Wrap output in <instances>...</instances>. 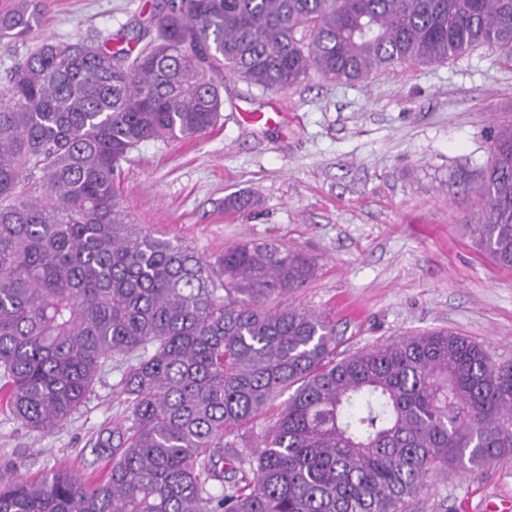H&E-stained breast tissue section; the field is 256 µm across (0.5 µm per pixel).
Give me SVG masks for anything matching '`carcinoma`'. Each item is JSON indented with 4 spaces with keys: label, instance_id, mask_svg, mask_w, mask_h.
I'll list each match as a JSON object with an SVG mask.
<instances>
[{
    "label": "carcinoma",
    "instance_id": "1",
    "mask_svg": "<svg viewBox=\"0 0 512 512\" xmlns=\"http://www.w3.org/2000/svg\"><path fill=\"white\" fill-rule=\"evenodd\" d=\"M40 23L13 0L0 41ZM478 45L512 59V0H157L131 40L36 41L0 88V403L49 434L108 367L124 399L105 474L0 476V512H408L431 477L511 462L512 361L445 328L338 354L333 321L286 301L306 252L211 262L125 221L114 183L139 144L216 127L226 73L354 83ZM490 139L471 228L511 270L512 123Z\"/></svg>",
    "mask_w": 512,
    "mask_h": 512
}]
</instances>
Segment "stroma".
<instances>
[{"mask_svg": "<svg viewBox=\"0 0 512 512\" xmlns=\"http://www.w3.org/2000/svg\"><path fill=\"white\" fill-rule=\"evenodd\" d=\"M151 0H45L39 37L72 42L132 29ZM280 110L276 125L253 114ZM512 121V63L480 45L430 65L401 64L341 84L317 72L264 91L224 78L220 123L193 141L145 142L116 176L130 223L211 258L243 240L299 247L317 262L293 295L336 325L351 353L406 331L445 328L512 361V270L470 226L489 134ZM231 194L250 209L228 213ZM117 371L101 374L80 414L48 435L0 408V466L94 478L99 426L118 420ZM410 512H512V462L429 479Z\"/></svg>", "mask_w": 512, "mask_h": 512, "instance_id": "obj_1", "label": "stroma"}]
</instances>
